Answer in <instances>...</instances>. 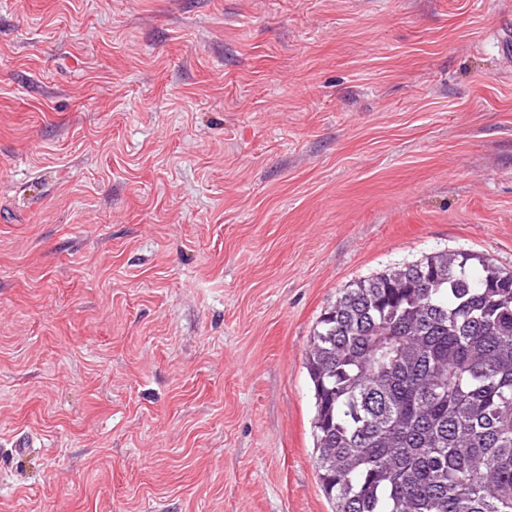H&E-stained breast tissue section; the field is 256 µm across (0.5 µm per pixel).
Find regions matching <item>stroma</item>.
<instances>
[{
    "label": "stroma",
    "mask_w": 512,
    "mask_h": 512,
    "mask_svg": "<svg viewBox=\"0 0 512 512\" xmlns=\"http://www.w3.org/2000/svg\"><path fill=\"white\" fill-rule=\"evenodd\" d=\"M512 0H0V512H333L358 281L512 270Z\"/></svg>",
    "instance_id": "obj_1"
}]
</instances>
